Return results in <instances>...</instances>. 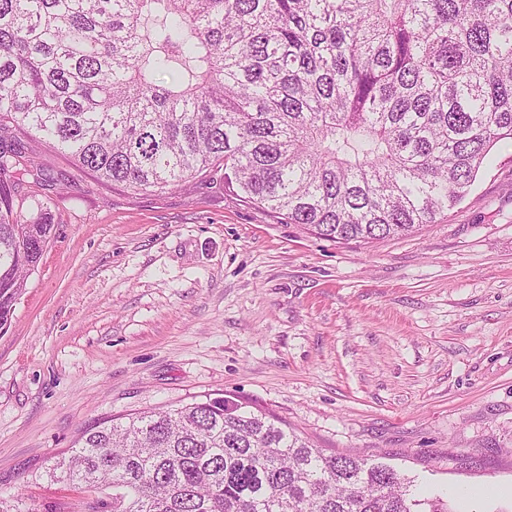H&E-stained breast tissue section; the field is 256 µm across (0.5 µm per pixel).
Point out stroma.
<instances>
[{
    "label": "stroma",
    "instance_id": "35a3bbf8",
    "mask_svg": "<svg viewBox=\"0 0 512 512\" xmlns=\"http://www.w3.org/2000/svg\"><path fill=\"white\" fill-rule=\"evenodd\" d=\"M45 253L0 334V498L93 512L48 469L82 431L205 397L512 512V142L440 223L340 244L225 192L134 196L29 141ZM469 499H461V492Z\"/></svg>",
    "mask_w": 512,
    "mask_h": 512
}]
</instances>
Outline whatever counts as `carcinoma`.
Masks as SVG:
<instances>
[{"mask_svg": "<svg viewBox=\"0 0 512 512\" xmlns=\"http://www.w3.org/2000/svg\"><path fill=\"white\" fill-rule=\"evenodd\" d=\"M33 137L131 195L222 171L320 239L409 234L512 141V0H0L1 332L54 228ZM58 469L112 512H451L228 398L103 422Z\"/></svg>", "mask_w": 512, "mask_h": 512, "instance_id": "cac0c4a2", "label": "carcinoma"}]
</instances>
